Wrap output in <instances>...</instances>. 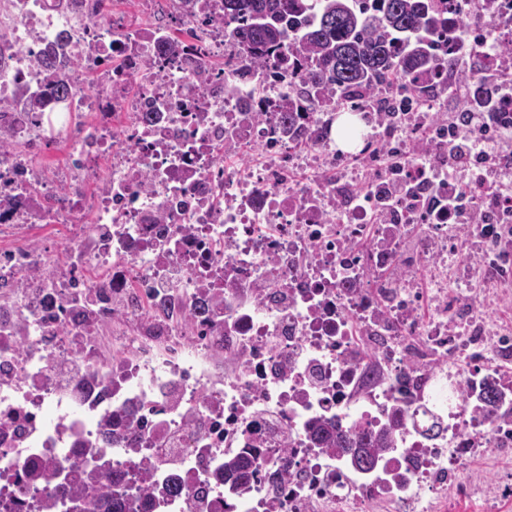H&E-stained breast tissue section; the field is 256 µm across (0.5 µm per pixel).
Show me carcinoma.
Segmentation results:
<instances>
[{"label":"carcinoma","instance_id":"cac0c4a2","mask_svg":"<svg viewBox=\"0 0 512 512\" xmlns=\"http://www.w3.org/2000/svg\"><path fill=\"white\" fill-rule=\"evenodd\" d=\"M446 14L448 0H224V20L238 26L251 62L263 64L275 51L285 63L295 54L311 62L305 77L309 88L331 85L345 98L391 83L408 101L429 97L440 74L448 71ZM494 96L495 90L478 78L468 104L488 105ZM400 427L396 409L374 434L322 421L313 433L326 452L370 471L394 448ZM86 473L88 480L70 488L63 504L48 496L47 512L55 507L71 512L75 500L84 501V512H140L142 499L126 473L114 470L109 478L94 467ZM256 473L251 457L224 459V482L232 489Z\"/></svg>","mask_w":512,"mask_h":512}]
</instances>
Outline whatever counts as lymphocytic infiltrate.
<instances>
[{
  "label": "lymphocytic infiltrate",
  "instance_id": "1",
  "mask_svg": "<svg viewBox=\"0 0 512 512\" xmlns=\"http://www.w3.org/2000/svg\"><path fill=\"white\" fill-rule=\"evenodd\" d=\"M448 124L465 125L466 133L459 144L449 147L447 166H435L427 148L417 151L419 174L448 186L447 196L423 198L422 206L440 208L454 217L481 223V201L465 199L460 192L458 167L467 162L479 168L486 162L490 165L489 174L479 173L475 180L483 187L484 199L500 203L504 223L512 225V120H505L497 112H471L464 118L452 112Z\"/></svg>",
  "mask_w": 512,
  "mask_h": 512
}]
</instances>
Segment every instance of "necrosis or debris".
Here are the masks:
<instances>
[{
	"instance_id": "4bbe7bcc",
	"label": "necrosis or debris",
	"mask_w": 512,
	"mask_h": 512,
	"mask_svg": "<svg viewBox=\"0 0 512 512\" xmlns=\"http://www.w3.org/2000/svg\"><path fill=\"white\" fill-rule=\"evenodd\" d=\"M0 0V512H44L30 468L73 471L82 444L155 488L146 512H446L470 457L512 451V323L452 312L512 294L496 213L452 224L418 195L413 148L448 163L434 100L389 114L397 91L354 97L358 151L336 144V98L292 112L309 67L255 68L224 0ZM457 58L483 46L484 80L512 111V0H459ZM67 100L28 109L48 76ZM72 153L48 166L46 148ZM399 150L400 174L370 163ZM469 239L473 260L457 258ZM78 366L67 389L54 372ZM494 399H486V388ZM407 417L365 474L323 453L324 419L378 430ZM441 429L422 436L431 416ZM257 456L240 495L224 458Z\"/></svg>"
}]
</instances>
